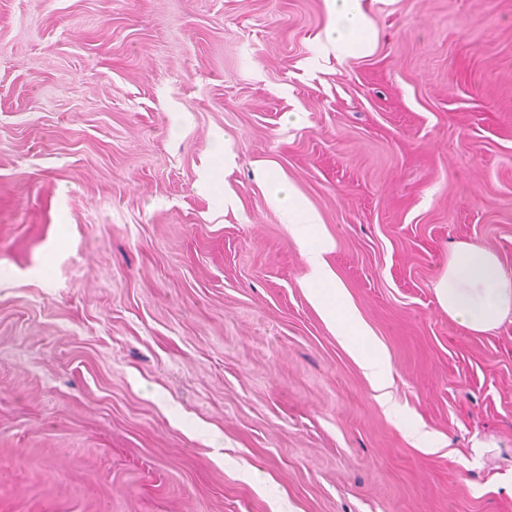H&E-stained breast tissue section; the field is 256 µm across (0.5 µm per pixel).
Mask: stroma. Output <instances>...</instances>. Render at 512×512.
Masks as SVG:
<instances>
[{
  "label": "stroma",
  "mask_w": 512,
  "mask_h": 512,
  "mask_svg": "<svg viewBox=\"0 0 512 512\" xmlns=\"http://www.w3.org/2000/svg\"><path fill=\"white\" fill-rule=\"evenodd\" d=\"M365 9L339 59L326 0H0V512H512V321L435 294L461 242L512 269V0ZM271 181L276 187L271 192L270 203L291 225L293 239L308 267L305 282L315 307L341 336L380 396H384L390 374L389 361L374 343L371 333L324 258L328 247L320 222L305 199L281 177L271 174Z\"/></svg>",
  "instance_id": "35a3bbf8"
}]
</instances>
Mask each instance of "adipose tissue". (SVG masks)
<instances>
[{
	"mask_svg": "<svg viewBox=\"0 0 512 512\" xmlns=\"http://www.w3.org/2000/svg\"><path fill=\"white\" fill-rule=\"evenodd\" d=\"M330 19L319 44L340 55L361 56L371 50L373 36L363 0H328ZM271 205L287 220L308 267L305 282L311 299L341 336L346 348L378 392H385L390 364L350 303L324 255L328 250L321 226L305 199L281 177H274ZM440 306L466 331L487 333L512 316V271L491 249L463 244L448 257L435 286Z\"/></svg>",
	"mask_w": 512,
	"mask_h": 512,
	"instance_id": "ef3b65f1",
	"label": "adipose tissue"
}]
</instances>
